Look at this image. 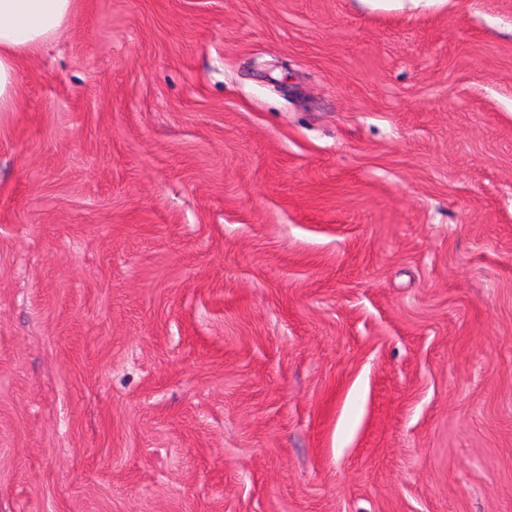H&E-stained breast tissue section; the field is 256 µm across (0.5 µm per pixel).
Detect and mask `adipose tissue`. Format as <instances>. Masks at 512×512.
Returning a JSON list of instances; mask_svg holds the SVG:
<instances>
[{"label":"adipose tissue","instance_id":"adipose-tissue-1","mask_svg":"<svg viewBox=\"0 0 512 512\" xmlns=\"http://www.w3.org/2000/svg\"><path fill=\"white\" fill-rule=\"evenodd\" d=\"M78 0H0V112L16 107L21 61L40 52L74 13Z\"/></svg>","mask_w":512,"mask_h":512}]
</instances>
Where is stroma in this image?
<instances>
[{
    "instance_id": "stroma-1",
    "label": "stroma",
    "mask_w": 512,
    "mask_h": 512,
    "mask_svg": "<svg viewBox=\"0 0 512 512\" xmlns=\"http://www.w3.org/2000/svg\"><path fill=\"white\" fill-rule=\"evenodd\" d=\"M0 113V512H512V0H82Z\"/></svg>"
}]
</instances>
